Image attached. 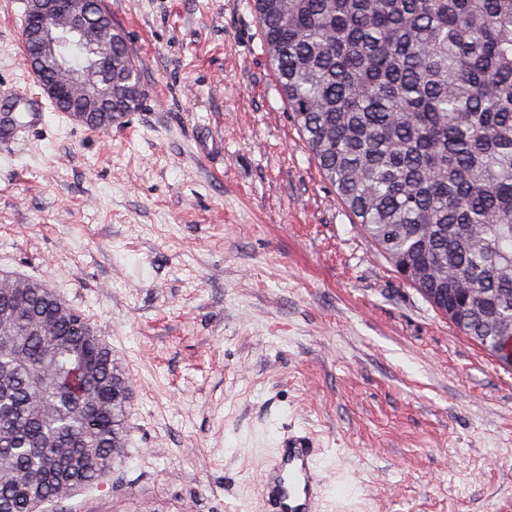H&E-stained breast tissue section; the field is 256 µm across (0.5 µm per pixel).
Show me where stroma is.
Wrapping results in <instances>:
<instances>
[{"instance_id":"35a3bbf8","label":"stroma","mask_w":512,"mask_h":512,"mask_svg":"<svg viewBox=\"0 0 512 512\" xmlns=\"http://www.w3.org/2000/svg\"><path fill=\"white\" fill-rule=\"evenodd\" d=\"M145 96L0 138V277L81 310L132 384L120 462L52 512H267L313 434L322 512H512V371L395 272L319 170L244 0H104ZM0 0V93L36 90ZM224 148L198 154L206 136Z\"/></svg>"}]
</instances>
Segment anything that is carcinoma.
<instances>
[{
    "label": "carcinoma",
    "mask_w": 512,
    "mask_h": 512,
    "mask_svg": "<svg viewBox=\"0 0 512 512\" xmlns=\"http://www.w3.org/2000/svg\"><path fill=\"white\" fill-rule=\"evenodd\" d=\"M294 124L379 253L512 368V0H251ZM114 113L142 87L112 34ZM53 327L40 336L32 328ZM132 388L50 288H0V512H40L121 458Z\"/></svg>",
    "instance_id": "carcinoma-1"
}]
</instances>
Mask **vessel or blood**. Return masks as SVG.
<instances>
[{
  "label": "vessel or blood",
  "mask_w": 512,
  "mask_h": 512,
  "mask_svg": "<svg viewBox=\"0 0 512 512\" xmlns=\"http://www.w3.org/2000/svg\"><path fill=\"white\" fill-rule=\"evenodd\" d=\"M319 451L309 435H283L279 457L260 477V491L273 512H319L322 479Z\"/></svg>",
  "instance_id": "b4317fda"
}]
</instances>
